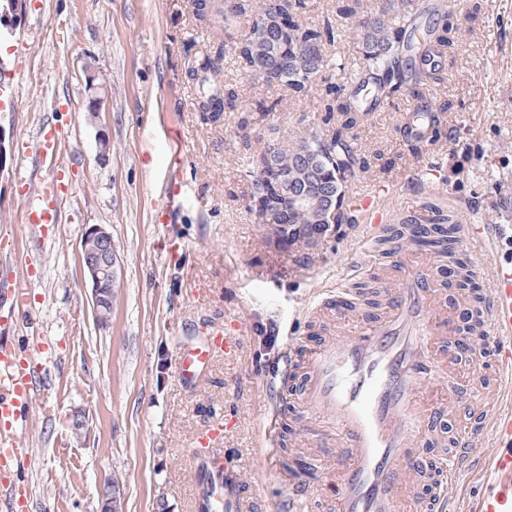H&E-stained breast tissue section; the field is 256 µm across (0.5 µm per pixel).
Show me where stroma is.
<instances>
[{
    "instance_id": "stroma-1",
    "label": "stroma",
    "mask_w": 512,
    "mask_h": 512,
    "mask_svg": "<svg viewBox=\"0 0 512 512\" xmlns=\"http://www.w3.org/2000/svg\"><path fill=\"white\" fill-rule=\"evenodd\" d=\"M446 4L462 39L449 54L435 97L451 109L438 138L416 150L400 129L416 103L387 101L348 130L359 159L347 192L379 190L392 223L426 210L459 225H512V0H423ZM224 25H203L189 0H31L14 37L0 44L9 72L0 127L13 143V161L0 174V282L25 289V317L0 326V342L30 353L39 339L52 347L42 362L49 384L34 399L28 424L17 431L26 454L17 486L33 512H102L103 492L120 485L119 512H191V460L229 448L255 480L262 512H279L288 489L264 463L268 448L291 465L322 457L309 470L322 502L333 504L342 472L335 432L316 442L303 431L305 406L288 396L273 436V406L264 382L288 347L320 342L326 321L309 315L314 297L356 285L382 288L389 261L368 243L363 220L309 248L278 245L251 215L249 153L273 137L299 140L335 130L340 115L318 92L304 100L246 78L225 63L224 80L244 99L282 97L280 111L238 137L241 113L219 119L197 111L188 71L196 56L222 41ZM95 73L105 98L90 114L86 75ZM65 133L63 159L75 188L61 222L45 239L23 219L24 183L50 175L24 155L43 124ZM184 134L181 176L186 194L165 195L172 176L168 126ZM111 150L100 157L98 140ZM112 233L121 276L109 325L98 326L91 286L80 263L85 227ZM457 256L475 268L462 293L465 310L484 305L486 267L512 260V239L489 252L459 244ZM237 338L239 350L216 354L200 381L176 372L181 348L216 334ZM480 376L487 410L501 407L489 351H468L453 375L431 380L425 403H447L457 387ZM86 426L74 434L71 420Z\"/></svg>"
}]
</instances>
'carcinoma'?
<instances>
[{
	"label": "carcinoma",
	"instance_id": "carcinoma-1",
	"mask_svg": "<svg viewBox=\"0 0 512 512\" xmlns=\"http://www.w3.org/2000/svg\"><path fill=\"white\" fill-rule=\"evenodd\" d=\"M416 0H380L373 12L360 4L343 5L339 13L347 19L346 28L333 25L329 17L308 24L304 22L308 0H229L224 10L225 29L240 17L248 16L254 29L269 19L288 14V31L270 28L265 43L257 44L247 35L228 39L197 57L189 70L196 88L195 103L199 111L219 117L222 112H237L242 100L238 91L224 82L222 63L229 59L247 76L263 79L266 71L278 80L270 86L284 89L296 98H307L326 87L336 95V111L345 116L336 134L312 133L304 140L285 144L271 139L260 153L272 155V161L295 179L291 192H304L322 203L340 197L341 224L349 221L346 185L355 177L356 158L344 130L357 117L371 112L383 102L404 94L420 103L410 124L418 126L422 117L429 122L411 138L415 145L432 140L428 132L441 124V113L448 105L431 97V85L443 80L442 59L455 44L454 28L437 19L420 21ZM355 40L358 58L352 66L343 62L341 52L331 47L345 41V34ZM282 100L266 98L252 101L249 111L264 118L280 110ZM281 223L287 225L292 244L312 246L320 235L319 211L315 206L283 205ZM456 225L439 224L423 218L417 224L389 228L382 241V252L389 254L393 245L408 239L419 243L442 258L454 254Z\"/></svg>",
	"mask_w": 512,
	"mask_h": 512
}]
</instances>
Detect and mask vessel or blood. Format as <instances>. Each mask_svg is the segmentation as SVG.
<instances>
[{"label":"vessel or blood","instance_id":"obj_1","mask_svg":"<svg viewBox=\"0 0 512 512\" xmlns=\"http://www.w3.org/2000/svg\"><path fill=\"white\" fill-rule=\"evenodd\" d=\"M59 128L41 130L32 155L53 164L52 177L40 193L31 194L26 210L30 230L42 234L60 221V199L68 191L62 181ZM352 208L362 211L372 228L388 216L374 194H357ZM397 273L383 289L382 316L359 318L345 304L336 306L343 333L320 343L305 357L307 369L295 387L307 414L336 428V445L349 449L344 479L336 490V512H399L398 503L413 480L426 477L432 464L421 448L425 423L443 424L450 409L423 408L419 391L429 372L427 353L438 322L431 309L430 279L418 268L397 264ZM481 333L492 337V362L499 386L512 392V261L493 265L488 296L481 311ZM222 338L184 350L177 362L179 377L196 383ZM45 369L19 357L0 343V512H26L15 492L13 472L23 451L13 436L23 424L33 398L44 382ZM471 423L460 431L448 457L449 480H434L430 497L418 499V512H460L453 481L471 464L484 440L492 446L483 465L490 478L470 512H512V408L494 416L469 408ZM268 468L288 487L286 512H307L315 488L282 469L274 453ZM198 512H252L254 484L245 479L231 455L201 458L194 471Z\"/></svg>","mask_w":512,"mask_h":512}]
</instances>
